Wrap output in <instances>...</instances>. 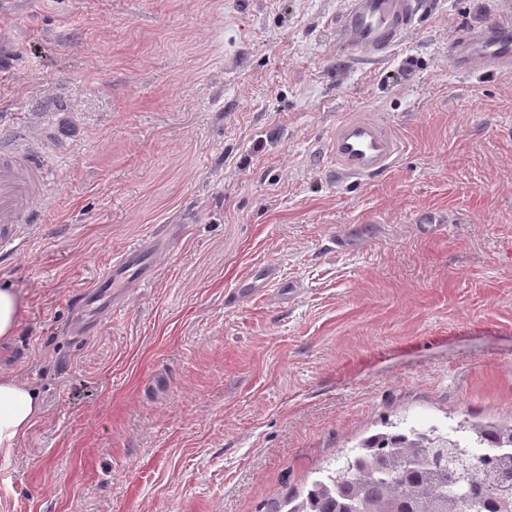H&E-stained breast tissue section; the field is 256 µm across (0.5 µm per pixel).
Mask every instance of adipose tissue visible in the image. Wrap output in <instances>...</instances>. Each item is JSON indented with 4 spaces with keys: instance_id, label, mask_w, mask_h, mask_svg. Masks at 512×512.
I'll return each mask as SVG.
<instances>
[{
    "instance_id": "1",
    "label": "adipose tissue",
    "mask_w": 512,
    "mask_h": 512,
    "mask_svg": "<svg viewBox=\"0 0 512 512\" xmlns=\"http://www.w3.org/2000/svg\"><path fill=\"white\" fill-rule=\"evenodd\" d=\"M42 413V401L31 387L0 375V451L14 448Z\"/></svg>"
}]
</instances>
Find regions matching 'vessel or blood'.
I'll list each match as a JSON object with an SVG mask.
<instances>
[{
	"mask_svg": "<svg viewBox=\"0 0 512 512\" xmlns=\"http://www.w3.org/2000/svg\"><path fill=\"white\" fill-rule=\"evenodd\" d=\"M420 0H349L337 24L336 40L363 56L386 57L412 25ZM448 61L459 76L512 72V16L496 18L458 34L448 42ZM64 112L62 102L36 113L25 131L0 128V249L9 250L21 241L20 228L27 223L37 199L46 197L50 171L44 157L42 130L57 125ZM401 144L389 125L378 117L342 120L330 146L336 173L345 179L362 180L387 173ZM167 246L153 238L129 246L114 256L96 291L84 297L86 305L111 296L113 305L124 303L121 287L135 288L150 280L154 259Z\"/></svg>",
	"mask_w": 512,
	"mask_h": 512,
	"instance_id": "vessel-or-blood-1",
	"label": "vessel or blood"
}]
</instances>
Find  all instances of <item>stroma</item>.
Wrapping results in <instances>:
<instances>
[{"mask_svg": "<svg viewBox=\"0 0 512 512\" xmlns=\"http://www.w3.org/2000/svg\"><path fill=\"white\" fill-rule=\"evenodd\" d=\"M347 7L0 0V122L68 105L0 251L24 301L0 375L43 400L0 512H267L387 422L512 416V73L447 53L512 0H423L382 60L337 45ZM357 112L402 151L341 181ZM159 233L152 280L86 321L78 294ZM260 263L277 280L234 299Z\"/></svg>", "mask_w": 512, "mask_h": 512, "instance_id": "35a3bbf8", "label": "stroma"}]
</instances>
